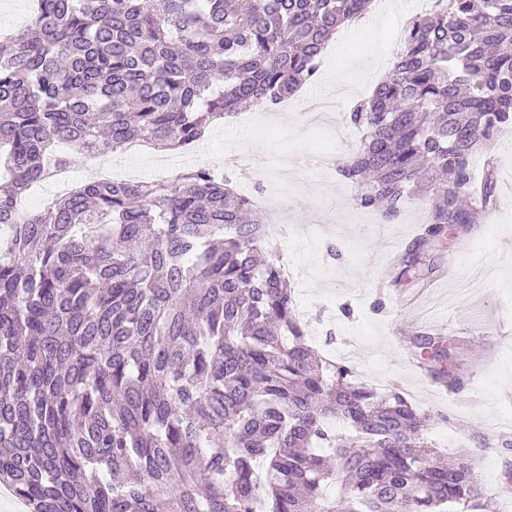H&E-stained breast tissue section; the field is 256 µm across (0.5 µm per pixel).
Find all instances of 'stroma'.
<instances>
[{"label": "stroma", "mask_w": 512, "mask_h": 512, "mask_svg": "<svg viewBox=\"0 0 512 512\" xmlns=\"http://www.w3.org/2000/svg\"><path fill=\"white\" fill-rule=\"evenodd\" d=\"M423 0H399L341 28L330 41L318 77L304 85L290 111L246 112L244 120L212 125L204 141L181 153L221 165L241 156L240 188L272 194L267 229L280 261L294 269L295 292L310 343L326 355L359 351V380L399 387L415 406L431 410L425 431L442 453L474 447L476 435L512 428V130L498 134L488 153L469 161L483 180L485 159L497 162L493 203L479 224L441 238L427 260L429 287L396 282L397 259L425 225L430 197L415 194L398 217L382 220L351 201L337 167L356 150L361 134L346 121L367 99L402 47L406 24L423 15ZM461 340V380L451 390L414 367L413 341L432 331ZM494 512H512V450L476 454Z\"/></svg>", "instance_id": "obj_1"}]
</instances>
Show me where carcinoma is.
Instances as JSON below:
<instances>
[{
  "mask_svg": "<svg viewBox=\"0 0 512 512\" xmlns=\"http://www.w3.org/2000/svg\"><path fill=\"white\" fill-rule=\"evenodd\" d=\"M372 0H36L0 41V484L31 512H483L472 455L445 464L431 415L305 338L263 214L229 176L89 180L34 213L18 199L67 160L132 141L177 150L247 103L314 80ZM352 201L431 213L402 257L480 220L512 126V0H445L347 113ZM421 367L459 385L430 358Z\"/></svg>",
  "mask_w": 512,
  "mask_h": 512,
  "instance_id": "1",
  "label": "carcinoma"
}]
</instances>
